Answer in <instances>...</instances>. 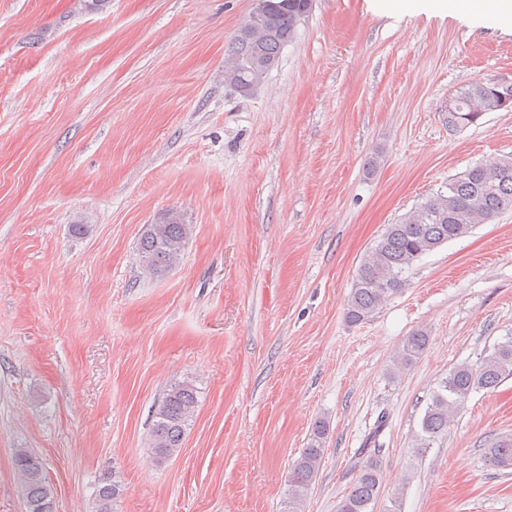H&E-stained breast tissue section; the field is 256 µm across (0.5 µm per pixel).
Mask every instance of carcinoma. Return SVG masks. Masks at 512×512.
<instances>
[{
  "mask_svg": "<svg viewBox=\"0 0 512 512\" xmlns=\"http://www.w3.org/2000/svg\"><path fill=\"white\" fill-rule=\"evenodd\" d=\"M270 2L272 6L265 14L248 16L227 48L230 60L224 70V82L243 96L251 95L277 67L282 49L295 39L298 22L311 8L309 0ZM504 108L501 97L487 83L471 84L448 100V127L463 128L485 112ZM508 210H512V158L473 166L448 180L447 190L427 198L397 223L387 225L365 252L346 301L345 321L355 326L370 320L385 301L405 288L407 274L425 254L471 234L477 225ZM191 232V225L174 211L146 225L138 248L142 270L151 277L165 275L179 263ZM428 344V333L422 329L405 337L395 351L393 370L411 365ZM510 377L512 337L495 345L479 365L459 364L451 369L433 391L421 419V447H429L448 433L455 413L471 393L494 390ZM197 403V390L188 381L175 384L165 393L149 434L157 463L181 451ZM328 432L324 421L314 423L306 448L291 467L286 512H302L320 470ZM485 461L496 470L512 469V437L495 440L485 449ZM14 465L26 512H52L53 490L39 458L27 448H18ZM380 475V459L366 458L336 512H374L380 495ZM121 492L117 476L103 479L96 512H114Z\"/></svg>",
  "mask_w": 512,
  "mask_h": 512,
  "instance_id": "obj_1",
  "label": "carcinoma"
}]
</instances>
